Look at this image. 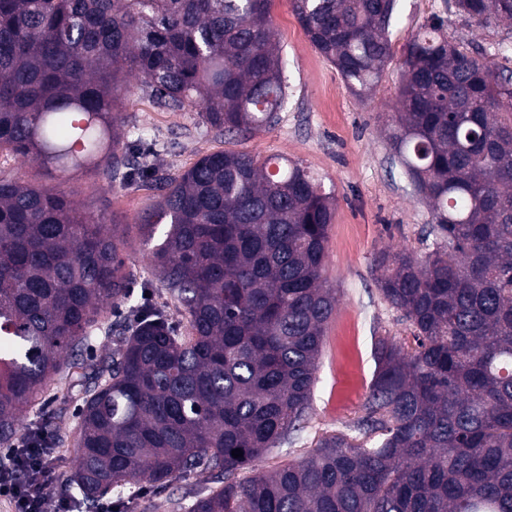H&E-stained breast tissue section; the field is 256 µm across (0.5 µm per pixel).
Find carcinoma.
Wrapping results in <instances>:
<instances>
[{"label": "carcinoma", "mask_w": 512, "mask_h": 512, "mask_svg": "<svg viewBox=\"0 0 512 512\" xmlns=\"http://www.w3.org/2000/svg\"><path fill=\"white\" fill-rule=\"evenodd\" d=\"M395 2L293 0V11L360 93L393 55ZM271 4L0 0V154L159 191L138 228L164 301L110 326L116 353L72 363L82 404L68 486L94 504L199 470L221 486L174 501L179 512H512V73L449 40L441 21L404 47L387 136L429 205L433 242L422 257L374 259L413 344L377 341L351 432L240 477L304 428L336 307L332 195L300 162L244 152L165 174L156 157L168 144L126 142L119 109L134 72L156 107L195 111L218 135L272 126L288 95ZM455 8L478 25L512 22V0ZM120 226L0 168V447L23 439L21 410L128 298ZM27 436L65 443L47 424Z\"/></svg>", "instance_id": "1"}]
</instances>
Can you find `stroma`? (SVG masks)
<instances>
[{
	"label": "stroma",
	"mask_w": 512,
	"mask_h": 512,
	"mask_svg": "<svg viewBox=\"0 0 512 512\" xmlns=\"http://www.w3.org/2000/svg\"><path fill=\"white\" fill-rule=\"evenodd\" d=\"M271 18L288 85L287 105L271 127L244 137L215 135L204 130L196 113L155 107L134 74L127 77L129 90L123 111L132 135L176 140V147L159 159L168 173L182 172L202 155L216 151L246 152L261 159L282 155L302 162L333 195L335 216L327 245L326 278L336 291L337 303L325 329L308 421L296 444L282 446L259 462L262 470L298 459L322 433L343 429L360 416L375 370V337L398 341L410 335L399 311L379 295L374 268V259L382 251L407 249L420 254L426 248L423 234L429 208L413 194L385 138L401 80L404 45L420 27L439 19L445 34L464 48L502 45L492 63L512 70V24L476 25L456 12L450 0H397L391 27L393 57L373 88L359 94L311 44L291 0H273ZM0 162L26 181L65 192L78 205L116 216L126 224L123 257L134 288L127 306L102 314V328L95 331L83 357L96 359L115 351L118 344L106 335V327L126 314L128 306L159 298L148 253L135 227L141 214L154 204V190L143 185L111 186L92 171L77 176L59 172L50 178L19 156L8 155ZM45 400V406L23 410L21 430L41 423L48 407L61 413L69 433H76L74 396L54 391ZM74 464L70 445L51 450L48 465L57 480L43 491L48 512H55L61 499L69 500L73 512H89L81 496L67 485ZM214 486L209 474H187L177 476L164 489L132 486L107 494L104 501L121 503L125 512H172L173 500H192Z\"/></svg>",
	"instance_id": "stroma-1"
}]
</instances>
